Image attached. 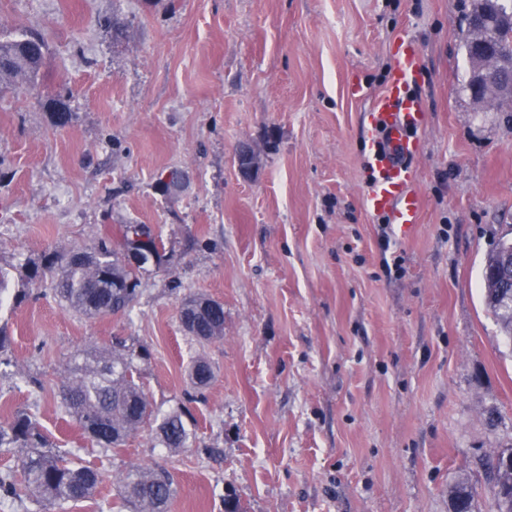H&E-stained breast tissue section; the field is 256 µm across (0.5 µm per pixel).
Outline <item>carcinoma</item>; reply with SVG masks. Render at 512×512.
<instances>
[{
  "label": "carcinoma",
  "mask_w": 512,
  "mask_h": 512,
  "mask_svg": "<svg viewBox=\"0 0 512 512\" xmlns=\"http://www.w3.org/2000/svg\"><path fill=\"white\" fill-rule=\"evenodd\" d=\"M486 48L503 64L512 67V0H495L485 24ZM49 61V47L36 32L0 37V93L8 90L33 94L59 127L71 120L70 95L49 93L43 81ZM121 236L135 263L112 247L104 234L90 247L69 254L50 253L33 265L27 281L50 282L54 294L70 309L96 318L127 312L137 297L138 272L142 265L160 263L163 243L147 224H124ZM512 254V241L503 240L487 256L482 270L485 303L512 339V302L499 297L500 282L493 271ZM179 317L191 321L187 332L200 341L224 338V305L204 295L185 298ZM127 339L114 337L108 347L76 349L69 360V377L61 384L58 397L67 417L76 422L97 445L117 448L146 422L155 419L153 406L138 382L136 354ZM211 365L196 361L189 377L194 387H206L213 379ZM159 445L172 453L190 447L192 433L179 412L164 416L156 429ZM24 448L15 466L0 469V496L29 495L59 509L70 502L94 496L103 483L97 468L79 465L43 449L42 435L31 417L21 411L0 425V451ZM502 449L484 463L488 483L495 491L497 512H512V464ZM174 480L162 465L133 467L121 484V496L129 512H166L174 495ZM456 512H474V493L465 481L450 491Z\"/></svg>",
  "instance_id": "carcinoma-1"
}]
</instances>
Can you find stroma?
<instances>
[{
	"instance_id": "35a3bbf8",
	"label": "stroma",
	"mask_w": 512,
	"mask_h": 512,
	"mask_svg": "<svg viewBox=\"0 0 512 512\" xmlns=\"http://www.w3.org/2000/svg\"><path fill=\"white\" fill-rule=\"evenodd\" d=\"M470 3L0 0V35L40 30L45 85L71 93L63 127L31 94L0 97V266L29 291L0 306V423L26 412L48 447L105 472L63 512H127L122 474L157 463L177 488L168 512H224L229 495L245 512H450L461 478L494 512L481 463L512 448V342L481 269L512 234V103L465 88ZM112 15L120 30L100 26ZM402 36L421 59L422 212L389 274L363 119ZM171 169L185 181L170 196ZM124 224L164 245L129 312L89 319L27 287L45 253L121 244ZM189 294L223 303V339L184 331ZM116 336L147 347L139 381L159 415L182 412L190 448L169 453L148 424L106 451L64 415L71 353ZM199 359L214 372L202 390Z\"/></svg>"
}]
</instances>
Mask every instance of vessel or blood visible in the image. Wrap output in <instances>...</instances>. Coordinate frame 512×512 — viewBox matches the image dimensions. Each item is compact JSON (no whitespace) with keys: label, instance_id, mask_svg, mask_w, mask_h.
<instances>
[{"label":"vessel or blood","instance_id":"vessel-or-blood-1","mask_svg":"<svg viewBox=\"0 0 512 512\" xmlns=\"http://www.w3.org/2000/svg\"><path fill=\"white\" fill-rule=\"evenodd\" d=\"M419 71V54L409 40L397 45L396 64L385 89L366 115L374 178L367 201L371 210L389 213L399 234L419 222L420 197L408 190L411 161L417 154L414 133L423 122L420 101L410 93Z\"/></svg>","mask_w":512,"mask_h":512}]
</instances>
